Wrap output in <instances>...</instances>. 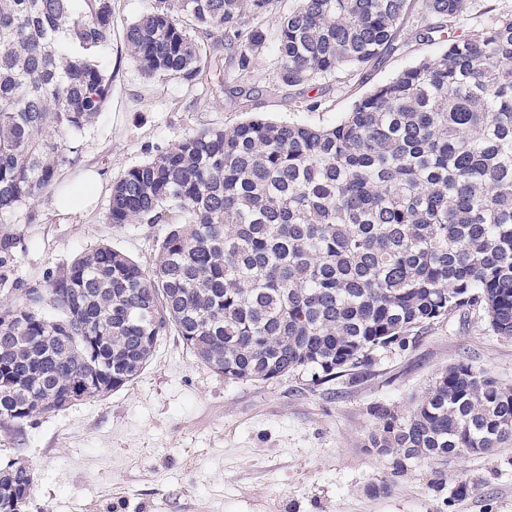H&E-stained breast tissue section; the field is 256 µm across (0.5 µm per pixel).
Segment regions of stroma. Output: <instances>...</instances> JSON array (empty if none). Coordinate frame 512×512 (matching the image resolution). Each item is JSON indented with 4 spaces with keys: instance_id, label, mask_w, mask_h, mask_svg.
Returning <instances> with one entry per match:
<instances>
[{
    "instance_id": "1",
    "label": "stroma",
    "mask_w": 512,
    "mask_h": 512,
    "mask_svg": "<svg viewBox=\"0 0 512 512\" xmlns=\"http://www.w3.org/2000/svg\"><path fill=\"white\" fill-rule=\"evenodd\" d=\"M153 0H112V41L100 60L112 75L104 111L78 135L80 158L61 186L99 175L93 205L59 213L55 190L0 223L17 240L13 277L59 270L107 243L150 266L161 224L108 223L111 188L131 167L199 129H228L255 115L330 126L400 71L446 47L419 41L405 22L379 60L286 91L274 50L257 59L250 97L235 85L229 58L199 79L143 75L125 48V30ZM466 362L512 387V338L489 330L467 308L421 332L407 350L379 352L362 382L312 385L308 375L268 382L225 381L177 336L163 337L138 378L112 394L37 418L22 431L0 426V463L16 458L36 473L33 512H512V446L422 460L401 478L367 446L370 404L411 407L449 365ZM468 481V495L444 503ZM444 492H437V483Z\"/></svg>"
}]
</instances>
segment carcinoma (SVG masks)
<instances>
[{
	"label": "carcinoma",
	"mask_w": 512,
	"mask_h": 512,
	"mask_svg": "<svg viewBox=\"0 0 512 512\" xmlns=\"http://www.w3.org/2000/svg\"><path fill=\"white\" fill-rule=\"evenodd\" d=\"M154 0L126 28L146 74L193 81L211 65L190 31L224 37L248 97L274 46L299 87L392 48L408 0ZM469 0H422L416 35L444 51L376 86L331 126L253 117L180 138L112 185L110 224H165L147 269L102 244L40 279L9 281L0 239V426L17 428L136 379L175 334L231 382L310 374L356 384L381 349L467 306L512 337V12L465 35ZM112 0H0V215L74 165L63 142L109 98L99 64ZM368 447L405 475L414 462L512 443V387L449 366L407 411L375 403ZM34 469L0 466V512H30Z\"/></svg>",
	"instance_id": "1"
}]
</instances>
